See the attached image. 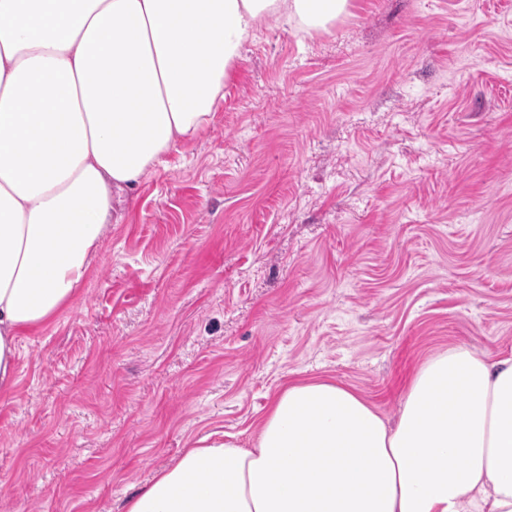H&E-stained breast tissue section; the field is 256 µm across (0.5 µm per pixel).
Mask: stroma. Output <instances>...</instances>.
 <instances>
[{
  "label": "stroma",
  "instance_id": "35a3bbf8",
  "mask_svg": "<svg viewBox=\"0 0 512 512\" xmlns=\"http://www.w3.org/2000/svg\"><path fill=\"white\" fill-rule=\"evenodd\" d=\"M512 354V0H352L271 23L212 124L116 204L0 396V512H124L289 381L396 418L451 346Z\"/></svg>",
  "mask_w": 512,
  "mask_h": 512
}]
</instances>
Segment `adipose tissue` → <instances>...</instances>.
<instances>
[{
  "mask_svg": "<svg viewBox=\"0 0 512 512\" xmlns=\"http://www.w3.org/2000/svg\"><path fill=\"white\" fill-rule=\"evenodd\" d=\"M351 0H0V393L18 338L70 306L115 200L214 119L263 24ZM125 512H512V357H427L396 420L288 384L255 447L199 438Z\"/></svg>",
  "mask_w": 512,
  "mask_h": 512,
  "instance_id": "1",
  "label": "adipose tissue"
}]
</instances>
